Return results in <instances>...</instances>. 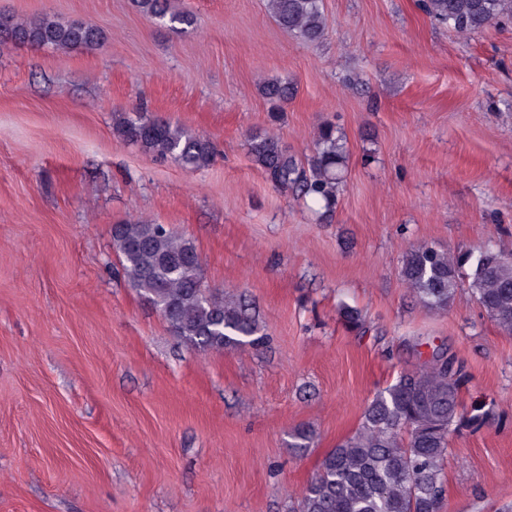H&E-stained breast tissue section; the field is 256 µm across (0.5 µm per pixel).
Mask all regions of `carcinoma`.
<instances>
[{"label": "carcinoma", "mask_w": 512, "mask_h": 512, "mask_svg": "<svg viewBox=\"0 0 512 512\" xmlns=\"http://www.w3.org/2000/svg\"><path fill=\"white\" fill-rule=\"evenodd\" d=\"M139 7L172 26L194 25L191 16L169 11L166 0H139ZM421 7L461 34L512 16V0H421ZM269 9L280 26L305 41L324 36L320 0H269ZM6 20L1 43L56 50L93 49L100 43L98 30L82 21ZM261 94L279 108L293 97V88L272 78L263 83ZM114 130L185 170H200L213 158L214 147L206 137L168 121L125 115ZM250 151L274 182L332 208L346 159L332 127L321 130L308 171L269 133L253 135ZM113 246L128 285L171 322L186 344L220 351L264 343L258 319L246 304L206 287L192 239L162 224L133 221L114 225ZM464 262L462 256L418 245L405 254L401 275L425 305L445 309L460 285ZM470 268L469 287L491 319L511 333L512 257L487 248ZM461 381L442 355L433 356L423 369L399 375L374 395L354 435L324 455L290 512H439L446 494L449 438L464 423ZM313 441V431L299 427L290 433L289 447L303 451Z\"/></svg>", "instance_id": "carcinoma-1"}]
</instances>
